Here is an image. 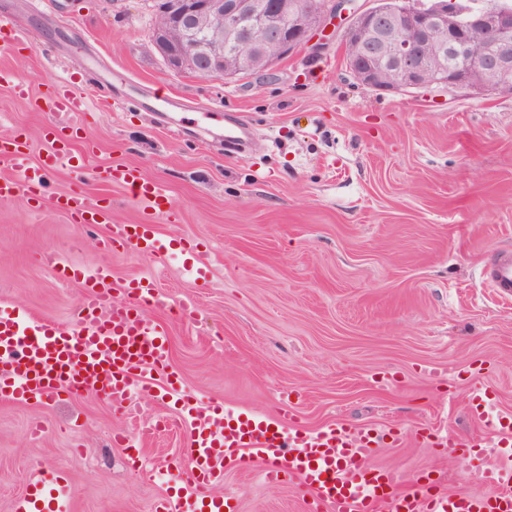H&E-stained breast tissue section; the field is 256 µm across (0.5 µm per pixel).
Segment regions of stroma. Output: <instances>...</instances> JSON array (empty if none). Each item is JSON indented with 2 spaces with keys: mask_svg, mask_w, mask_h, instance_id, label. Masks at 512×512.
<instances>
[{
  "mask_svg": "<svg viewBox=\"0 0 512 512\" xmlns=\"http://www.w3.org/2000/svg\"><path fill=\"white\" fill-rule=\"evenodd\" d=\"M157 0H0L20 31L0 46V136L25 133L29 162L64 116L40 110L66 81L112 109L93 113L86 189L111 221L85 227L51 201L0 202V301L63 324L77 320V284L60 282L46 255L80 267L109 265L127 280L153 274L195 317L145 310L170 334V364L187 392L308 428L336 422L412 432L436 425L473 433L471 389L496 394L512 415V299L482 271L512 253V94L419 89L384 92L347 70L336 21L319 47H300L261 74L202 80L174 71L151 45ZM245 123L249 147L226 151L212 131ZM85 142L75 143L82 156ZM135 165L168 192L159 232L189 240L207 281L182 256L163 265L100 247L112 225L144 212L104 170ZM137 417L95 394L75 402L0 403V512H16L34 475L64 476L71 512H154L172 490L154 476L187 451L188 430L144 429L173 412L150 396ZM45 432H31L34 421ZM140 445L139 469L113 445ZM375 465L406 481L480 493L483 462L417 444L382 447ZM218 493L238 512H303L292 483L257 468L225 470Z\"/></svg>",
  "mask_w": 512,
  "mask_h": 512,
  "instance_id": "35a3bbf8",
  "label": "stroma"
}]
</instances>
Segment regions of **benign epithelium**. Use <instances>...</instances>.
<instances>
[{"label": "benign epithelium", "mask_w": 512, "mask_h": 512, "mask_svg": "<svg viewBox=\"0 0 512 512\" xmlns=\"http://www.w3.org/2000/svg\"><path fill=\"white\" fill-rule=\"evenodd\" d=\"M347 2L170 0L159 11L153 44L171 68L201 79L263 73L323 33ZM401 29L402 38L390 39ZM345 36L357 37L362 56H389L407 88L469 89L475 68L483 83L512 86V10L494 3L470 12L461 0H433L429 7L401 0L391 13L371 8L354 13ZM447 50L460 56L458 67H427L428 58ZM348 69L366 85L394 90L381 75L361 68L357 57Z\"/></svg>", "instance_id": "1"}]
</instances>
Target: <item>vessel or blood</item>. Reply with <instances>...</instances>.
Here are the masks:
<instances>
[{
    "instance_id": "1",
    "label": "vessel or blood",
    "mask_w": 512,
    "mask_h": 512,
    "mask_svg": "<svg viewBox=\"0 0 512 512\" xmlns=\"http://www.w3.org/2000/svg\"><path fill=\"white\" fill-rule=\"evenodd\" d=\"M42 104L45 111L73 112L80 120L51 129L35 165L27 161L25 140L1 138L0 162L8 163L10 171L0 174V199L40 198L48 175L72 162V146L82 140L86 129L83 116L107 107L103 101L89 102L65 83L46 95ZM105 180L122 186L151 217L113 225L102 249L119 245L150 260L168 253L172 243L153 221L170 205L165 189L131 165L110 168ZM83 183V177H76L73 187L55 197L56 207L77 224L107 223V205L92 200ZM51 266L59 279L79 284V319L76 325H63L0 303V402L70 400L91 391L127 416L136 408V393L173 398V423L188 427L191 443L185 455L168 462L165 473L179 488L176 496L161 498L155 512H234L229 497L215 492L231 463L258 466L269 483H294L319 512H512V418L497 411L486 388L473 389L468 408L485 438H451L420 427L395 435L394 442L401 446L413 441L448 456L481 454L485 459L481 477L489 492L461 494L432 483H416L406 491L398 473L374 465L381 436L371 427L351 431L339 424L312 431L262 415L235 414L223 403L202 404L192 395L180 394L179 378L161 374L170 359L168 330L143 314L146 307L163 309L169 304L151 277L120 285L106 267L90 272L56 260ZM484 279L501 296L511 298L512 257L486 268ZM20 509L69 512L63 477L44 475L23 497Z\"/></svg>"
}]
</instances>
